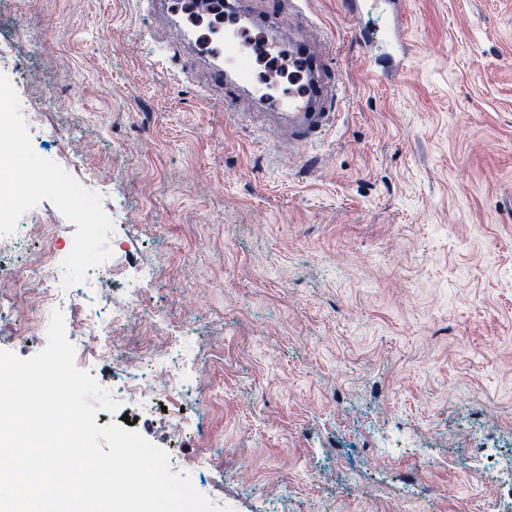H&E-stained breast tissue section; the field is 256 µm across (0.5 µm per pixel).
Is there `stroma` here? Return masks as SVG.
Listing matches in <instances>:
<instances>
[{"label":"stroma","mask_w":512,"mask_h":512,"mask_svg":"<svg viewBox=\"0 0 512 512\" xmlns=\"http://www.w3.org/2000/svg\"><path fill=\"white\" fill-rule=\"evenodd\" d=\"M288 2L234 0L345 88L314 165L242 86L238 126L212 59L147 0H0V110L43 184L24 255L81 243L107 314L95 272L120 245L134 302L112 346L153 332L188 386L95 422L133 418L230 512H512L473 474L482 448L512 453V0H401L395 79L351 34L389 30L388 0L351 21L307 0L301 23ZM74 184L97 223L59 197ZM46 342L0 307V349Z\"/></svg>","instance_id":"35a3bbf8"}]
</instances>
